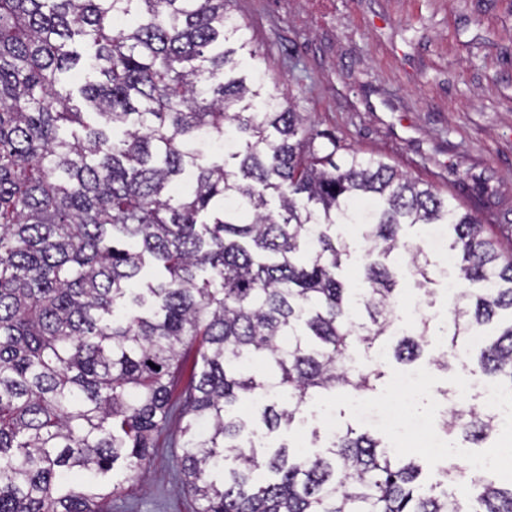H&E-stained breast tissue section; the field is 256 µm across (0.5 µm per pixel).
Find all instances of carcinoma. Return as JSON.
I'll use <instances>...</instances> for the list:
<instances>
[{
    "mask_svg": "<svg viewBox=\"0 0 512 512\" xmlns=\"http://www.w3.org/2000/svg\"><path fill=\"white\" fill-rule=\"evenodd\" d=\"M232 2L0 0V512H108L115 466L145 474L173 419L198 512H512V482L447 465L463 511L351 427L312 430L313 452L266 441L318 394L376 390L350 350L396 335L387 260L433 282L405 224L448 225L473 285L432 365L467 368L479 334L480 377L512 393V248L383 159L316 146L288 94L237 74L258 52ZM342 224L371 242L360 288ZM433 331L420 317L394 358ZM496 427L467 407L443 422L474 442Z\"/></svg>",
    "mask_w": 512,
    "mask_h": 512,
    "instance_id": "carcinoma-1",
    "label": "carcinoma"
}]
</instances>
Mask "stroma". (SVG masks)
Returning <instances> with one entry per match:
<instances>
[{
  "label": "stroma",
  "mask_w": 512,
  "mask_h": 512,
  "mask_svg": "<svg viewBox=\"0 0 512 512\" xmlns=\"http://www.w3.org/2000/svg\"><path fill=\"white\" fill-rule=\"evenodd\" d=\"M233 11L259 50L239 73L265 71L341 152L383 157L512 242V0H235ZM439 354L430 341L419 361L428 388L405 410L435 433L469 378L429 366ZM306 415L317 427L359 423L342 391ZM501 448L512 425L479 444L449 438L447 454L426 452L425 476L438 483L444 457L482 463ZM180 456L162 436L143 482L116 468L111 512H196Z\"/></svg>",
  "instance_id": "1"
}]
</instances>
